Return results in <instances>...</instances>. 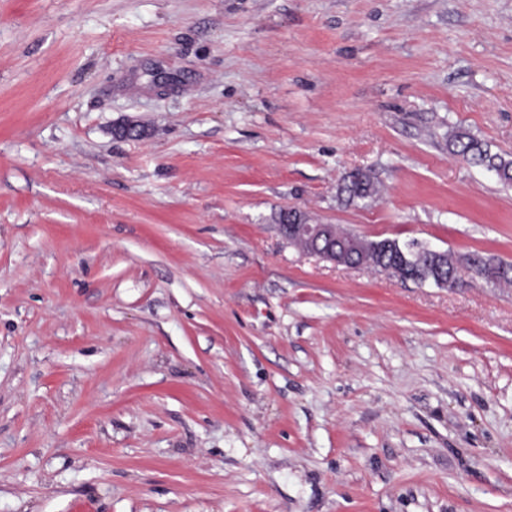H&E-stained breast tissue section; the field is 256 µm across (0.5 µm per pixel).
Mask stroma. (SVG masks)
I'll return each instance as SVG.
<instances>
[{"instance_id":"stroma-1","label":"stroma","mask_w":512,"mask_h":512,"mask_svg":"<svg viewBox=\"0 0 512 512\" xmlns=\"http://www.w3.org/2000/svg\"><path fill=\"white\" fill-rule=\"evenodd\" d=\"M459 128L512 0H0V512H512V288L277 230L512 262ZM376 193V187L368 172L352 173L339 187V194L344 195L347 202L371 198ZM279 223L280 234L294 242L302 254L335 266L373 269L364 259L354 256L363 250L361 236L341 233L335 224H311L305 212L297 208L284 210ZM377 241H381V246L387 252L392 251L396 254L398 266L391 275L402 282L429 283L442 287L447 285L442 270L448 268V275L455 271L453 252L451 251L435 249L418 243L414 246L415 251H411L410 256H408L400 249L399 243L393 241V239L386 238Z\"/></svg>"}]
</instances>
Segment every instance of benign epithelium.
I'll use <instances>...</instances> for the list:
<instances>
[{"label": "benign epithelium", "mask_w": 512, "mask_h": 512, "mask_svg": "<svg viewBox=\"0 0 512 512\" xmlns=\"http://www.w3.org/2000/svg\"><path fill=\"white\" fill-rule=\"evenodd\" d=\"M280 234L294 242L300 252L315 256L322 261L348 268H366L368 263L355 258V253L363 250L364 240L353 234L342 233L334 224H312L304 211L289 208L281 213L278 224ZM386 251H392L398 258L393 276L402 282L446 285L443 269L448 267V251L417 244L414 251L403 252L399 243L386 238L381 240Z\"/></svg>", "instance_id": "7a95c632"}]
</instances>
